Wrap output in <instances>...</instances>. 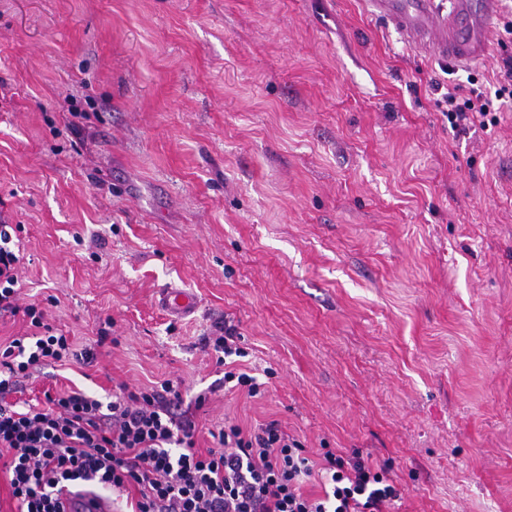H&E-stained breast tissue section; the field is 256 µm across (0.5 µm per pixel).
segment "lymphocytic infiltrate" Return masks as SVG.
I'll return each mask as SVG.
<instances>
[{
	"mask_svg": "<svg viewBox=\"0 0 512 512\" xmlns=\"http://www.w3.org/2000/svg\"><path fill=\"white\" fill-rule=\"evenodd\" d=\"M512 99V58L505 59L494 93L444 96L452 128L498 124L503 101ZM20 255L7 225L0 224V312H16ZM39 328L33 346L15 339L0 349V397L42 366L73 354L68 336L43 330L36 306L25 310ZM46 406L18 412L0 406V447L9 464L19 512H62L60 486L87 481L101 486L135 484L141 497L132 512H386L399 498L390 464L369 465L359 454H323V497L301 490L314 475L301 441L277 423L244 430L227 422L220 445L201 453L195 423L182 411L172 382L161 388L122 390L105 403L80 392L46 395Z\"/></svg>",
	"mask_w": 512,
	"mask_h": 512,
	"instance_id": "1",
	"label": "lymphocytic infiltrate"
}]
</instances>
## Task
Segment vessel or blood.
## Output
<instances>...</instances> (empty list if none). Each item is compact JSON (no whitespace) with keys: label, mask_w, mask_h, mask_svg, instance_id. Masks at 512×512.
<instances>
[{"label":"vessel or blood","mask_w":512,"mask_h":512,"mask_svg":"<svg viewBox=\"0 0 512 512\" xmlns=\"http://www.w3.org/2000/svg\"><path fill=\"white\" fill-rule=\"evenodd\" d=\"M368 0L372 16L393 26L409 45L432 49L456 63L483 59L490 49L489 31L498 18L501 0ZM158 304L170 316L184 318L197 312L196 294L169 286L158 293ZM63 512H112L110 497L77 485L65 486L59 496Z\"/></svg>","instance_id":"1"}]
</instances>
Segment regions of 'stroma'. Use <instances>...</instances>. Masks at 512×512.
Instances as JSON below:
<instances>
[{"label":"stroma","instance_id":"stroma-1","mask_svg":"<svg viewBox=\"0 0 512 512\" xmlns=\"http://www.w3.org/2000/svg\"><path fill=\"white\" fill-rule=\"evenodd\" d=\"M509 57L512 0L473 64L365 0H0V346L33 303L93 353L6 404L168 380L199 451L275 421L312 460L389 462L394 512H512V105L464 130L440 105ZM228 327L263 396L225 391ZM9 224H0V315L3 312L15 314L16 295L18 289L17 268L20 263L19 250L16 252L12 243V235ZM158 305L170 316L188 317L197 312L199 300L196 294L185 288L168 286L158 292ZM238 339L239 337L236 336L234 329L225 328L224 336H217L213 340L214 351L218 354H224V356H218V361H220L221 363L224 362V367L226 365H231L237 361L231 360L232 356L246 357V351L237 344ZM227 359H230V362H227Z\"/></svg>","mask_w":512,"mask_h":512}]
</instances>
